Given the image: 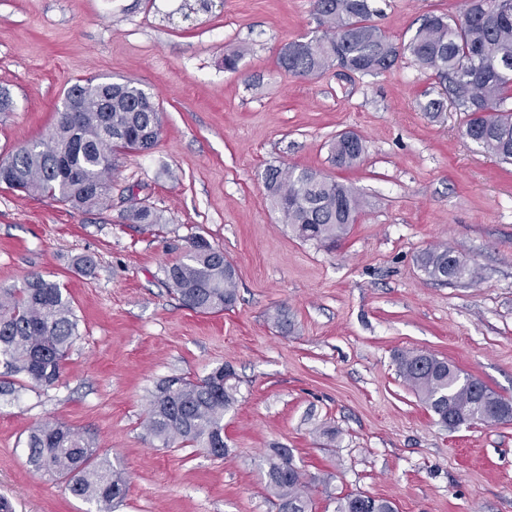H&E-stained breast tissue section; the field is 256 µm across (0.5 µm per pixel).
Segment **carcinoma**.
Listing matches in <instances>:
<instances>
[{
	"label": "carcinoma",
	"instance_id": "carcinoma-1",
	"mask_svg": "<svg viewBox=\"0 0 512 512\" xmlns=\"http://www.w3.org/2000/svg\"><path fill=\"white\" fill-rule=\"evenodd\" d=\"M320 34L288 42L278 65L297 77L317 76L338 63L360 75L391 69L407 57L430 72L436 95L421 109L438 114L448 107L468 115L465 135L505 163L512 162V0H468L457 16L430 14L415 33L399 44L374 23L372 0H314ZM79 111L61 112L46 140L18 148L10 165L11 189L56 199L74 208H103L119 157L153 148L161 133L160 109L153 94L130 80L90 77L71 85ZM332 162L352 167L365 144L338 135L330 144ZM66 160L69 173L58 170ZM271 204L303 240L333 246L355 223L364 201L352 187L310 168L271 167L265 172ZM125 220L153 226L161 217L141 202ZM425 274L436 281L474 280L475 271L446 246L420 256ZM164 280L183 305L199 313L221 312L237 300V274L224 249L203 235L189 238L183 258L162 268ZM79 337L78 319L68 291L42 275L28 277L19 288H0V396L13 394L12 378L51 388L59 382L63 362ZM404 382L448 426L495 424L506 420L512 401L483 381L461 376L447 360L419 351L396 358ZM224 366L195 380L173 376L152 393L144 423L146 437L158 448L195 447L224 457V412L236 402L237 385H221ZM28 462L46 480L62 483L76 497L93 502L97 512H112L126 495L122 474L99 457L97 444L67 424L45 420L26 441ZM275 512H313L305 474L293 452L273 448L260 467ZM336 512H395L393 503L362 493L336 501Z\"/></svg>",
	"mask_w": 512,
	"mask_h": 512
}]
</instances>
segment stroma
I'll use <instances>...</instances> for the list:
<instances>
[{
  "label": "stroma",
  "mask_w": 512,
  "mask_h": 512,
  "mask_svg": "<svg viewBox=\"0 0 512 512\" xmlns=\"http://www.w3.org/2000/svg\"><path fill=\"white\" fill-rule=\"evenodd\" d=\"M373 4L401 42L463 0ZM318 29L312 0H0V87L13 100L0 159L48 135L79 78L133 81L161 119L151 151L120 157L106 209L0 184V288L33 274L60 282L80 333L58 386L19 380L0 401V494L16 512H96L28 465L25 441L45 419L94 436L122 473L113 512H273L258 467L280 445L312 481L313 512L358 492L397 512H512V421L442 427L395 361L427 352L512 399V164L463 136V114L421 110L433 80L408 59L375 76L282 70V47ZM344 131L366 146L351 168L330 160ZM271 166L361 194L335 249L282 223ZM136 200L162 223H125ZM197 234L236 269L237 301L219 313L192 311L161 281ZM439 244L476 279L431 280L417 258ZM82 255L91 272L76 269ZM279 311L288 332L271 321ZM221 365L239 389L226 457L154 447L143 422L156 385Z\"/></svg>",
  "instance_id": "obj_1"
}]
</instances>
